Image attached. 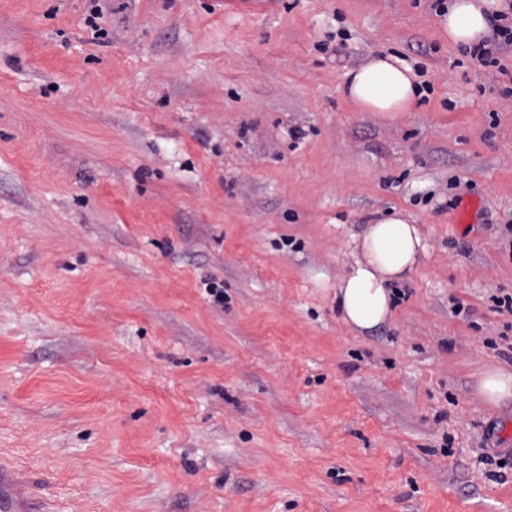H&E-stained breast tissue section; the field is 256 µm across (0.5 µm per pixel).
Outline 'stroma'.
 <instances>
[{
    "label": "stroma",
    "instance_id": "35a3bbf8",
    "mask_svg": "<svg viewBox=\"0 0 512 512\" xmlns=\"http://www.w3.org/2000/svg\"><path fill=\"white\" fill-rule=\"evenodd\" d=\"M109 2L0 0V452L62 512H512V56L432 0ZM377 51L413 111L342 96ZM393 209L427 254L360 335ZM402 212L377 217L352 237L354 264L336 282V310L358 334L383 325L392 315L391 285L418 267L427 244L417 224ZM478 391L488 403L499 405L512 397V374L503 369H490L481 374Z\"/></svg>",
    "mask_w": 512,
    "mask_h": 512
}]
</instances>
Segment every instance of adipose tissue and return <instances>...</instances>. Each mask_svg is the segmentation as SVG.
Segmentation results:
<instances>
[{"label": "adipose tissue", "mask_w": 512, "mask_h": 512, "mask_svg": "<svg viewBox=\"0 0 512 512\" xmlns=\"http://www.w3.org/2000/svg\"><path fill=\"white\" fill-rule=\"evenodd\" d=\"M506 7L504 0H449L440 25L449 43L478 45L489 32V19ZM418 76L388 53L369 57L345 74L343 97L361 112H407L419 98ZM354 263L336 283V310L342 321L362 334L392 315L393 283L413 274L427 244L418 225L392 211L366 224L353 236Z\"/></svg>", "instance_id": "obj_1"}]
</instances>
